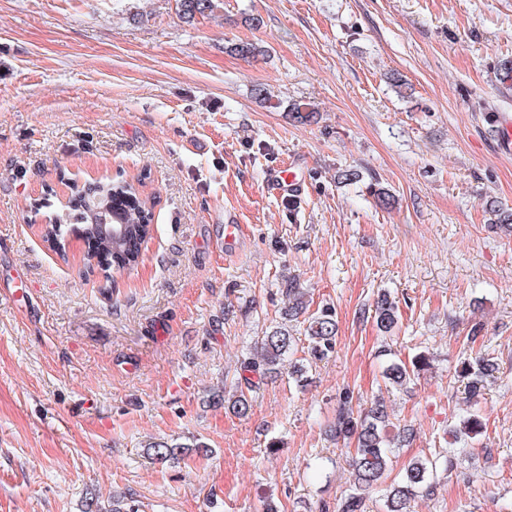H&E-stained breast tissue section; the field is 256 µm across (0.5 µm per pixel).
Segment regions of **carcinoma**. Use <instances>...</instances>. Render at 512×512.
I'll return each instance as SVG.
<instances>
[{
    "mask_svg": "<svg viewBox=\"0 0 512 512\" xmlns=\"http://www.w3.org/2000/svg\"><path fill=\"white\" fill-rule=\"evenodd\" d=\"M180 17L191 21L198 16H210L218 8V0H178ZM230 52L243 59H253L264 53L255 42L240 41L231 45ZM289 112L300 122L310 123L316 110L309 104L293 103ZM146 174H139L133 182H96L71 188L68 205L51 222L41 227L43 241L67 262L66 238L80 239L85 246L82 261L97 260V267L108 273L112 269L124 270L138 265L142 247L151 238L152 208L141 198L140 188L146 186ZM370 194L385 209L392 208L395 197L389 189L373 180L368 186ZM288 310L285 318L297 320L308 315L305 337L312 360H322L335 351L337 322L333 309L324 306L307 314L309 302L294 278L284 279ZM362 317L373 320L383 334L392 333L400 319L399 306L387 292L378 293L373 304L362 312ZM296 339L288 324L273 326L256 342L253 356L240 364V376L235 391L228 394L218 390L210 395L211 403L222 405L230 412L245 416L251 408L246 391L257 388L266 379L281 373V365L295 349ZM430 366V356L415 355L411 361H393L383 370L384 383L396 388L409 383ZM494 365L483 357L462 362L461 373L468 379L470 405L477 403L484 389V380ZM484 424L478 413L472 412L460 424L449 429L454 440L472 438L483 432ZM331 432L338 440H354L351 458L352 493L340 506V512H363L365 492L385 477L391 463L393 448L410 438V430L396 428L384 400H375L369 409L354 413L348 399H343ZM187 445L153 441L148 451L154 459L164 463L185 454ZM438 459H417L405 469L401 478L387 490L383 499V512H411V502L420 493L431 494Z\"/></svg>",
    "mask_w": 512,
    "mask_h": 512,
    "instance_id": "cac0c4a2",
    "label": "carcinoma"
}]
</instances>
